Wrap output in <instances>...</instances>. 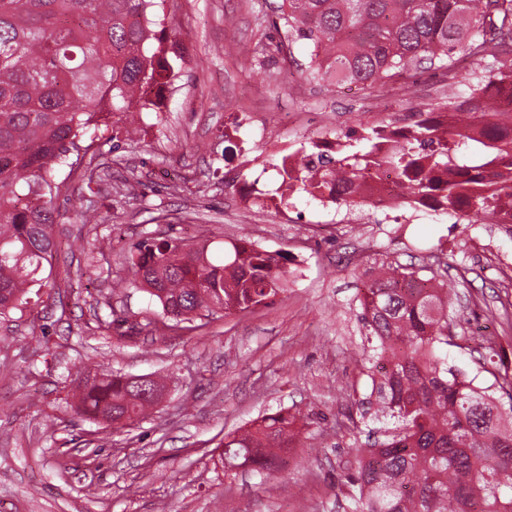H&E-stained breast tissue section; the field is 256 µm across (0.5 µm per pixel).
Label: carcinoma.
<instances>
[{"label":"carcinoma","mask_w":512,"mask_h":512,"mask_svg":"<svg viewBox=\"0 0 512 512\" xmlns=\"http://www.w3.org/2000/svg\"><path fill=\"white\" fill-rule=\"evenodd\" d=\"M159 0H0V318L27 303L32 288L50 284L44 264L56 252L53 200L66 188L56 172L91 186L99 163L72 169L94 116L125 122L149 110L146 89L158 82L148 53L150 15ZM285 39L275 51L288 61L292 44L309 47L308 75L327 82L384 85L427 65L448 71L481 96L447 107L444 128L434 111H417L407 134L382 144L369 127L342 145L320 170L299 169L293 184L313 194L336 186V204L353 203V184L390 171L408 203L478 215L512 205V68L472 81L465 62L512 53V0H279ZM286 256L251 242L176 238L140 241L127 271L161 306L128 326L172 329L194 319L269 304L288 290ZM426 266L384 263L360 298L368 348L362 367L384 359L373 393L386 420L368 430L374 441L339 462L347 512H512V376H494L482 390L448 365L455 286ZM77 410L103 424L134 422L157 402L158 380L139 385L122 374H80ZM511 404H498L497 392ZM294 417L278 413L224 436V468L265 470L296 443Z\"/></svg>","instance_id":"1"}]
</instances>
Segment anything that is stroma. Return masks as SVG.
<instances>
[{"label":"stroma","mask_w":512,"mask_h":512,"mask_svg":"<svg viewBox=\"0 0 512 512\" xmlns=\"http://www.w3.org/2000/svg\"><path fill=\"white\" fill-rule=\"evenodd\" d=\"M270 3L165 0L155 31L182 69L163 113L88 133L112 166L93 188L54 202L57 286L0 319V512H344L338 463L354 435L337 422L371 391L358 300L374 268L448 262L452 277H465L448 362L467 376L478 368L473 330L487 339L512 331V281L466 246L494 225L467 228L441 210L390 224L371 204L365 223L345 224V207L323 210L297 190L240 211L227 176L279 185L262 170L261 143L225 144L240 113L285 129L282 143L294 151L316 137L411 123L414 112L446 105L451 83L435 68L408 88L309 81L305 42L287 64L255 55L256 44L281 38ZM88 205L95 221L84 224L78 213ZM150 236L207 238L216 249L243 238L302 254L307 268L274 304L217 314L192 331L102 335L101 320L134 322L157 308L143 289L108 278ZM81 368L161 379L166 398L119 428L93 422L74 410ZM281 409L296 415L300 437L274 471L225 470L224 436Z\"/></svg>","instance_id":"1"}]
</instances>
